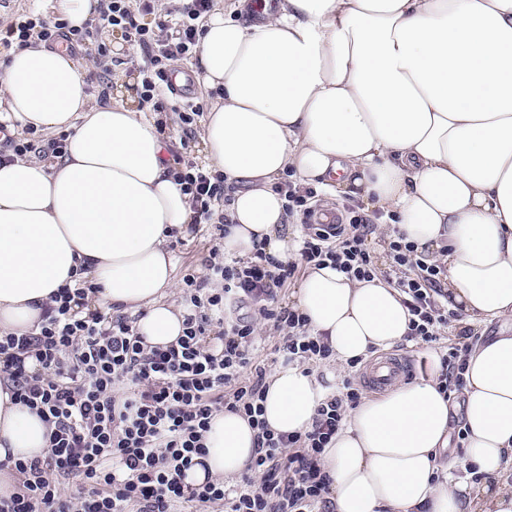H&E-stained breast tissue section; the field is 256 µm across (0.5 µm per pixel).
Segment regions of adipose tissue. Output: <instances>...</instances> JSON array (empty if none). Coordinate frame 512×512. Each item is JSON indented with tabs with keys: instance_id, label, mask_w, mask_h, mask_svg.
Listing matches in <instances>:
<instances>
[{
	"instance_id": "1",
	"label": "adipose tissue",
	"mask_w": 512,
	"mask_h": 512,
	"mask_svg": "<svg viewBox=\"0 0 512 512\" xmlns=\"http://www.w3.org/2000/svg\"><path fill=\"white\" fill-rule=\"evenodd\" d=\"M199 81L222 95L202 140L236 190L223 250L287 258L292 175L329 193L356 188L406 242L438 253L448 305L478 328L512 322V0H278L262 22L216 13L202 27ZM0 122L63 132V157L0 163V333L37 325L59 287L87 281L88 307L138 312V333L165 346L183 333L173 300L171 230L195 213L164 158L157 118L94 102L77 61L42 43L0 60ZM295 308L346 363L405 342L411 315L380 277L309 268ZM429 377L364 397L319 455L336 512H512V329L465 356V468L448 456L451 401L435 352ZM263 418L307 431L328 390L281 368ZM0 376V495L15 461L43 455L49 426L12 403ZM247 417L213 415L190 486L250 466Z\"/></svg>"
}]
</instances>
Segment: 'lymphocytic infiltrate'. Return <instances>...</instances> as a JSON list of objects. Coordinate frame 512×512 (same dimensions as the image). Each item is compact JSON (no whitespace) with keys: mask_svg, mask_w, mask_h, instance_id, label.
I'll use <instances>...</instances> for the list:
<instances>
[{"mask_svg":"<svg viewBox=\"0 0 512 512\" xmlns=\"http://www.w3.org/2000/svg\"><path fill=\"white\" fill-rule=\"evenodd\" d=\"M104 25L123 30L143 59L140 99L154 111L178 112L185 130L203 113L196 101L164 102L165 76L173 61L195 54L196 25L211 0H186L182 16L169 22L153 0H98ZM151 23H143V16ZM90 30L65 29L34 13L19 14L1 43L28 47L65 41L83 45ZM176 178L200 219H211L224 198V176L176 157ZM370 218L354 216L333 230L313 228L302 241L301 259L336 267L358 280L376 273L368 237ZM388 248L397 271L394 284L412 319L409 338L436 344L451 316L443 309L442 265L395 236ZM295 272L264 252L253 260L210 261L205 273L183 277L182 298L190 308L175 343L146 344L134 320L99 311L79 315L94 285L60 287L41 324L29 333L0 334V374L14 385L13 399L51 428L44 457L15 464L17 492L0 497V512H332L329 476L318 456L346 422L359 399L352 378L317 409L301 434L272 432L261 415L267 369L256 360L257 324L270 321L284 332L281 367L306 361L331 362L333 352L311 336L306 316L279 307L277 290ZM224 327L220 349L206 343L212 324ZM248 417L257 430L252 474L237 487L182 479L205 453V434L214 413Z\"/></svg>","mask_w":512,"mask_h":512,"instance_id":"lymphocytic-infiltrate-1","label":"lymphocytic infiltrate"}]
</instances>
